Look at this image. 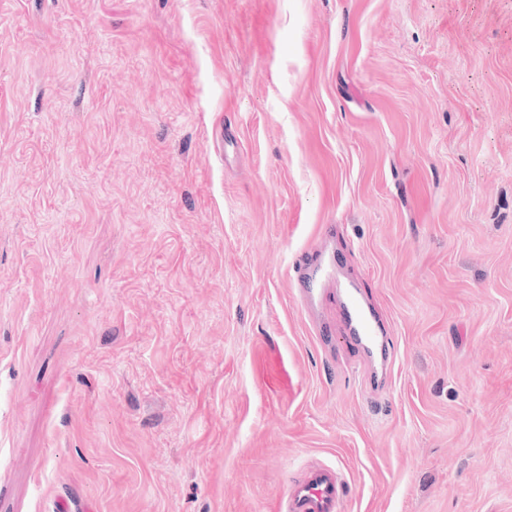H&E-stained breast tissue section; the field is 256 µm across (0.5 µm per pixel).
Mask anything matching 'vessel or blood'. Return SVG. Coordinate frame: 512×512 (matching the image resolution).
<instances>
[{"mask_svg": "<svg viewBox=\"0 0 512 512\" xmlns=\"http://www.w3.org/2000/svg\"><path fill=\"white\" fill-rule=\"evenodd\" d=\"M336 273V257L321 253L302 261L296 270L297 286L306 301H314L326 279ZM349 338L371 359L374 375L389 377L395 358L391 329L376 315L361 288L348 284L340 290ZM344 484L335 468L315 466L287 487L283 512H344Z\"/></svg>", "mask_w": 512, "mask_h": 512, "instance_id": "b4317fda", "label": "vessel or blood"}]
</instances>
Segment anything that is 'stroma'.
<instances>
[{
    "label": "stroma",
    "instance_id": "35a3bbf8",
    "mask_svg": "<svg viewBox=\"0 0 512 512\" xmlns=\"http://www.w3.org/2000/svg\"><path fill=\"white\" fill-rule=\"evenodd\" d=\"M397 338L369 387L326 225ZM512 512V0H0V512ZM336 256L334 253H320L311 259L303 260L296 270L297 286L300 295L308 302L315 300L316 292L326 279L336 273ZM344 484L334 467L315 466L286 490L283 512H343Z\"/></svg>",
    "mask_w": 512,
    "mask_h": 512
}]
</instances>
